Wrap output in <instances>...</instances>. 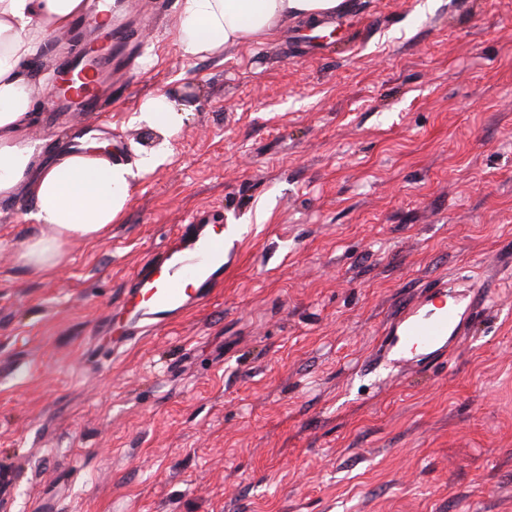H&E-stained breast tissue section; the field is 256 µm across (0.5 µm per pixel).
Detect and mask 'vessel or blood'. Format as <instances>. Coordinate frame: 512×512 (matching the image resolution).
<instances>
[{"label":"vessel or blood","mask_w":512,"mask_h":512,"mask_svg":"<svg viewBox=\"0 0 512 512\" xmlns=\"http://www.w3.org/2000/svg\"><path fill=\"white\" fill-rule=\"evenodd\" d=\"M65 47L60 78L81 79L82 86L74 96L46 91L47 108L53 112H99L102 86L125 81L126 71L86 68L83 48L70 41ZM224 258L223 225L193 216L182 225L177 241L153 254L138 272L120 312V342L137 338L144 322L166 324L207 300L224 272ZM441 296L437 289L423 300L403 306L381 334L380 356L417 352L433 362L447 358L452 339L466 333V319L456 305L441 303Z\"/></svg>","instance_id":"1"}]
</instances>
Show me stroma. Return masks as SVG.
Instances as JSON below:
<instances>
[{
  "label": "stroma",
  "mask_w": 512,
  "mask_h": 512,
  "mask_svg": "<svg viewBox=\"0 0 512 512\" xmlns=\"http://www.w3.org/2000/svg\"><path fill=\"white\" fill-rule=\"evenodd\" d=\"M132 85L41 112L52 153L124 157L165 94L187 114L121 223L58 273L0 201V512H512V0H350L314 46L185 59L179 0H136ZM226 227L224 285L117 349L112 318L192 214ZM484 292L441 364L379 336L429 287Z\"/></svg>",
  "instance_id": "stroma-1"
}]
</instances>
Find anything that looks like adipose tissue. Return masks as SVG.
Listing matches in <instances>:
<instances>
[{"label": "adipose tissue", "instance_id": "ef3b65f1", "mask_svg": "<svg viewBox=\"0 0 512 512\" xmlns=\"http://www.w3.org/2000/svg\"><path fill=\"white\" fill-rule=\"evenodd\" d=\"M83 0H0V200L25 193L41 235L24 242L19 261L41 275L66 261L65 246L99 239L119 223L134 182L164 163L182 124L183 106L164 95L145 98L133 118L161 139L128 160L105 145L85 142L43 156L30 129L36 122L35 87L51 85L52 72L33 83L30 71L44 58L52 35L65 31ZM176 39L184 58L206 59L224 49L279 33L294 20L309 23L345 13L348 0H179Z\"/></svg>", "mask_w": 512, "mask_h": 512}]
</instances>
